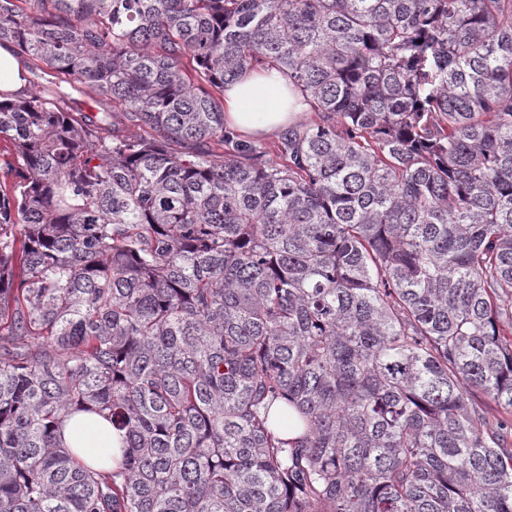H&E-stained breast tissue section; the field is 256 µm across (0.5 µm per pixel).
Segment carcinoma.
<instances>
[{"label": "carcinoma", "instance_id": "1", "mask_svg": "<svg viewBox=\"0 0 512 512\" xmlns=\"http://www.w3.org/2000/svg\"><path fill=\"white\" fill-rule=\"evenodd\" d=\"M10 44L0 512H512V0H0ZM256 69L321 114L275 160ZM0 90L25 94V82L19 79V65L9 47H0ZM292 101L287 77L247 72L224 90V121L245 135L267 136L287 128L298 115L303 121L317 118L314 112H289ZM64 441L79 457L91 460L96 448H112V455H118L120 434L97 415L79 414L64 430Z\"/></svg>", "mask_w": 512, "mask_h": 512}]
</instances>
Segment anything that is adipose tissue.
I'll use <instances>...</instances> for the list:
<instances>
[{
  "label": "adipose tissue",
  "instance_id": "1",
  "mask_svg": "<svg viewBox=\"0 0 512 512\" xmlns=\"http://www.w3.org/2000/svg\"><path fill=\"white\" fill-rule=\"evenodd\" d=\"M287 77L263 70L244 74L224 92V121L241 133L267 136L287 128L295 113ZM64 441L79 457L91 459L95 449L120 446V434L99 416L76 415L64 431Z\"/></svg>",
  "mask_w": 512,
  "mask_h": 512
}]
</instances>
